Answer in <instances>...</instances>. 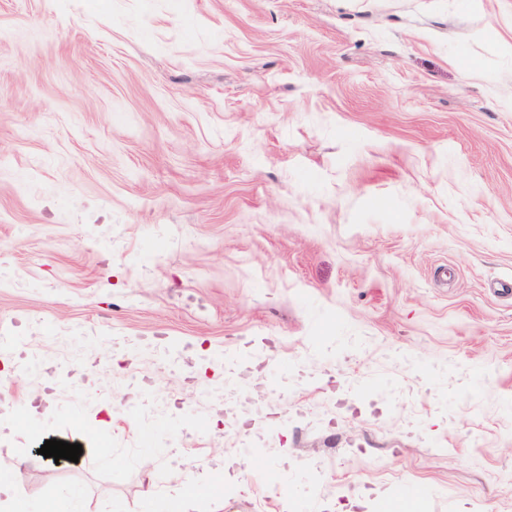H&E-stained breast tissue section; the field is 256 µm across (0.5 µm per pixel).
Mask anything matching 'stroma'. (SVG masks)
Listing matches in <instances>:
<instances>
[{
  "label": "stroma",
  "instance_id": "1",
  "mask_svg": "<svg viewBox=\"0 0 512 512\" xmlns=\"http://www.w3.org/2000/svg\"><path fill=\"white\" fill-rule=\"evenodd\" d=\"M501 38L512 0H0V458L94 448L20 493L163 512L169 434L236 462L234 357L281 362L265 464L185 512H512Z\"/></svg>",
  "mask_w": 512,
  "mask_h": 512
}]
</instances>
